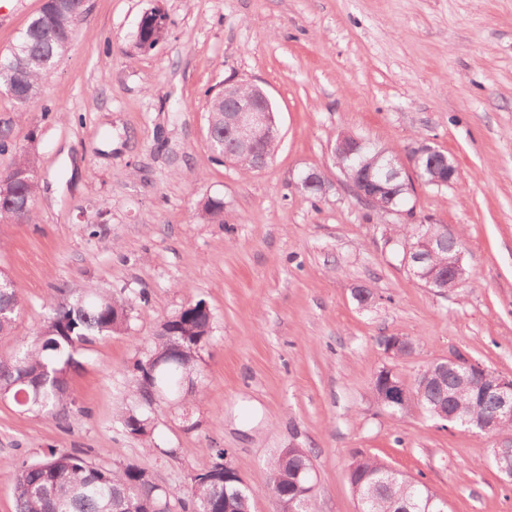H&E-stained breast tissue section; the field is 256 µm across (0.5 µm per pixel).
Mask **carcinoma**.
Listing matches in <instances>:
<instances>
[{
	"label": "carcinoma",
	"mask_w": 512,
	"mask_h": 512,
	"mask_svg": "<svg viewBox=\"0 0 512 512\" xmlns=\"http://www.w3.org/2000/svg\"><path fill=\"white\" fill-rule=\"evenodd\" d=\"M83 0H50L31 19L20 35L17 52L0 55V90L5 91L20 111L35 101L46 79L53 75L66 55L76 24L83 13ZM153 24L139 35L140 47H155L165 36L167 18L152 10ZM210 149L219 160L225 158L243 173H252L251 160L241 154L224 155L223 90L212 91L207 102ZM384 146L370 144L354 160L342 159L347 180L361 167L379 168L390 157ZM11 184V193L0 196V223L29 220L39 190V175L34 156L18 154L13 166L0 174V181ZM407 193L393 190L381 194L370 207L380 212L399 208ZM207 224L224 223V200L207 199L195 213ZM390 233L403 242L414 243L431 232L432 249L424 266L450 292L463 290L466 279L445 278L448 258L461 248L457 235L438 224H393ZM19 303L17 290L0 289V318L14 317ZM131 304L122 295L91 289L72 299H64L53 314L22 343L11 358L0 360V397L10 398L26 409H37L56 417L70 400V380L82 367L80 350L101 336L127 330ZM163 331L155 334L154 346L133 364L134 405L125 413L126 434L145 437L151 433L150 413L167 401L191 402L193 388L181 386L182 360L198 364L212 337V316L204 301L188 303L160 322ZM167 360L156 374L159 390L152 394L145 380L144 364L154 356ZM474 378L432 363L415 380V396L393 411L402 416L413 410L428 415L436 411L455 413L451 424L474 429L491 412V403H479L474 397ZM223 448H209L190 477V483L175 491L159 485L149 468L126 462L112 469L94 465L81 449L59 452L49 448L41 459L24 460L13 479L16 512H160L161 505L177 512H251V493L232 481H224ZM312 469L310 452L292 448L287 459L275 456L270 462L269 486L273 493L288 488L294 473ZM351 486L359 488L366 499L362 512H446L444 501L424 483L407 478L384 462L364 457L348 474Z\"/></svg>",
	"instance_id": "1"
}]
</instances>
